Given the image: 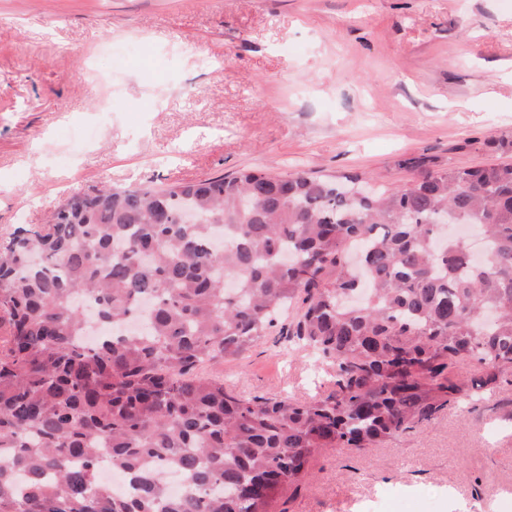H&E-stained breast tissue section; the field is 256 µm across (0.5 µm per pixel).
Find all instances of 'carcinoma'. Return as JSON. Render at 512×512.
Masks as SVG:
<instances>
[{"label":"carcinoma","instance_id":"carcinoma-1","mask_svg":"<svg viewBox=\"0 0 512 512\" xmlns=\"http://www.w3.org/2000/svg\"><path fill=\"white\" fill-rule=\"evenodd\" d=\"M408 164L392 188L261 169L105 185L0 243V512H276L319 449L377 447L512 373V164ZM445 211L483 263L438 243ZM84 299L110 328L94 345ZM277 326L331 367L327 395L198 374ZM105 462L132 492L99 483Z\"/></svg>","mask_w":512,"mask_h":512}]
</instances>
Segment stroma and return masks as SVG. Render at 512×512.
<instances>
[{
  "label": "stroma",
  "mask_w": 512,
  "mask_h": 512,
  "mask_svg": "<svg viewBox=\"0 0 512 512\" xmlns=\"http://www.w3.org/2000/svg\"><path fill=\"white\" fill-rule=\"evenodd\" d=\"M136 44L104 57L110 39ZM512 163V0H0V239L71 194L244 167L394 187ZM271 330L204 377L327 394ZM286 512H512V378L367 450L323 448Z\"/></svg>",
  "instance_id": "35a3bbf8"
}]
</instances>
